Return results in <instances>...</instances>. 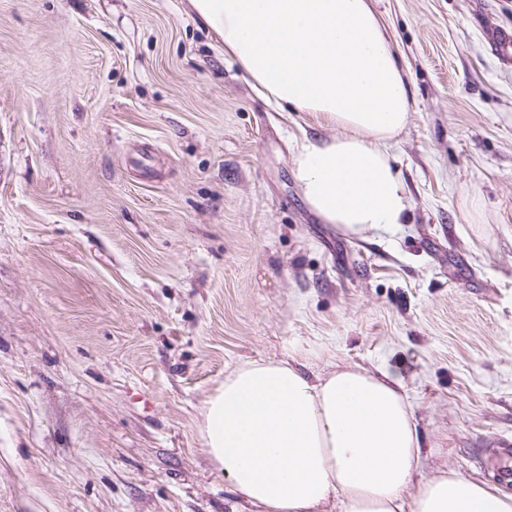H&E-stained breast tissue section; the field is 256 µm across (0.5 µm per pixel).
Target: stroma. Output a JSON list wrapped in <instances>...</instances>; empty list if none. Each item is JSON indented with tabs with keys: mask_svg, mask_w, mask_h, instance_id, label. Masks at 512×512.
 <instances>
[{
	"mask_svg": "<svg viewBox=\"0 0 512 512\" xmlns=\"http://www.w3.org/2000/svg\"><path fill=\"white\" fill-rule=\"evenodd\" d=\"M409 84L406 223L357 240L189 0H0V512H260L200 411L238 364L402 381L415 473L512 494V0H373ZM512 448H495L494 452L488 456L483 463L492 467L499 476L502 483L511 485L512 483Z\"/></svg>",
	"mask_w": 512,
	"mask_h": 512,
	"instance_id": "stroma-1",
	"label": "stroma"
}]
</instances>
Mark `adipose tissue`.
I'll return each mask as SVG.
<instances>
[{
    "mask_svg": "<svg viewBox=\"0 0 512 512\" xmlns=\"http://www.w3.org/2000/svg\"><path fill=\"white\" fill-rule=\"evenodd\" d=\"M266 99L338 135L305 140L308 209L348 237L405 223L389 144L409 122L406 78L371 0H189ZM207 453L264 512H512V494L444 470L420 482V435L402 384L336 365L309 379L285 359L238 365L204 407Z\"/></svg>",
    "mask_w": 512,
    "mask_h": 512,
    "instance_id": "obj_1",
    "label": "adipose tissue"
}]
</instances>
